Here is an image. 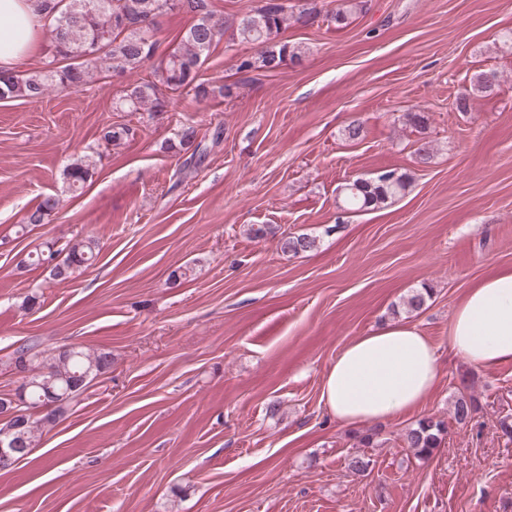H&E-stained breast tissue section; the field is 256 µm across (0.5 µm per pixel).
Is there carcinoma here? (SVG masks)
I'll return each mask as SVG.
<instances>
[{
    "label": "carcinoma",
    "instance_id": "cac0c4a2",
    "mask_svg": "<svg viewBox=\"0 0 512 512\" xmlns=\"http://www.w3.org/2000/svg\"><path fill=\"white\" fill-rule=\"evenodd\" d=\"M39 9L53 18L50 29L48 60L41 68L25 74L9 72L7 81L0 80V90L8 99L22 98L30 102L41 100L52 88L78 89L87 84L98 67L106 64L112 72L125 74L147 62L154 64L153 77L142 83L130 84L115 102L121 112H161L167 92L176 93L189 88L195 97L229 98L239 83L211 86L198 81L199 71L210 54L212 46L230 29L241 42L254 45L256 53L245 58L238 72L271 70L270 63L288 57L292 62L302 61L307 50L281 38L290 25L308 26L320 15L315 3H304L299 8L282 5L270 8L260 5L244 15L226 20L216 17L208 0H181L182 6L170 0H96L87 8L86 0H36ZM184 9L188 13L201 12V16L182 33L172 49L160 54L155 18ZM358 9L355 0H344L341 7L328 15L336 27L346 26ZM68 64L61 66L60 61ZM499 83V75L489 81L486 73L475 74L469 88L457 98V109L466 112L470 101L490 93ZM134 136L125 124L103 128L100 140L105 146H118ZM197 132L185 128L178 139L167 144V150L176 155L195 156ZM95 162L87 159L69 164L64 169L68 188L77 191L92 176ZM406 175L386 171L375 178L356 179L347 183L342 191L343 207L349 211L365 212L380 209L405 191ZM54 195L41 198L28 210L21 229L32 224H45L58 208ZM316 238L308 234L287 235L280 239V249L298 255L312 250ZM98 243L92 238H77L61 248L48 251V256L37 257V263L50 266L49 279L58 283L70 280L74 271L94 258ZM39 366H30L24 377L19 410L28 415L19 424L13 420H0V442L16 443L18 454H29L39 445L43 431L54 424L65 408L76 399L97 376L112 365V353L103 349L75 346L67 353L51 349L40 353ZM478 410V399L472 393L460 394L452 403L453 419L467 424ZM447 427L442 420L426 417L404 434V443L420 459L431 457L442 447Z\"/></svg>",
    "mask_w": 512,
    "mask_h": 512
}]
</instances>
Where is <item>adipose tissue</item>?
Listing matches in <instances>:
<instances>
[{
    "instance_id": "obj_1",
    "label": "adipose tissue",
    "mask_w": 512,
    "mask_h": 512,
    "mask_svg": "<svg viewBox=\"0 0 512 512\" xmlns=\"http://www.w3.org/2000/svg\"><path fill=\"white\" fill-rule=\"evenodd\" d=\"M51 25L36 0H0V69L36 53ZM448 350L474 368L512 362V268L475 282L455 308ZM440 377V358L416 327L393 322L345 346L323 376L321 400L337 424L381 422L418 407Z\"/></svg>"
}]
</instances>
